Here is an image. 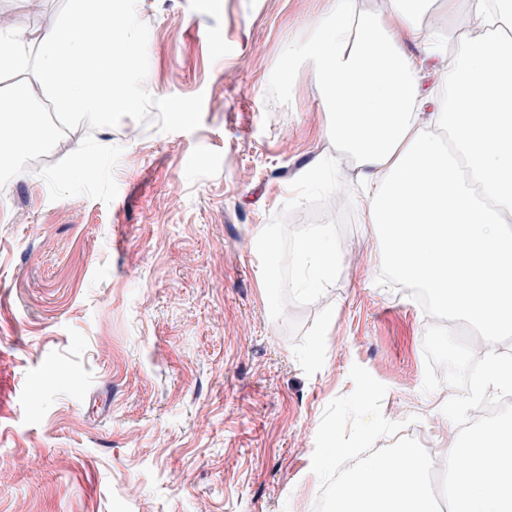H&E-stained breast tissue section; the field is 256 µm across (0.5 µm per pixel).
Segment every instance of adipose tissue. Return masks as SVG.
I'll return each mask as SVG.
<instances>
[{
  "mask_svg": "<svg viewBox=\"0 0 512 512\" xmlns=\"http://www.w3.org/2000/svg\"><path fill=\"white\" fill-rule=\"evenodd\" d=\"M303 55L339 154L353 159L362 223L401 287L429 290L435 309L476 329L485 357L474 394L512 389V0H328ZM480 19L481 37L454 31L455 61L442 66L443 34L424 19ZM439 63V86L421 75ZM306 275L298 291L331 283L336 250L325 229L293 251Z\"/></svg>",
  "mask_w": 512,
  "mask_h": 512,
  "instance_id": "adipose-tissue-1",
  "label": "adipose tissue"
}]
</instances>
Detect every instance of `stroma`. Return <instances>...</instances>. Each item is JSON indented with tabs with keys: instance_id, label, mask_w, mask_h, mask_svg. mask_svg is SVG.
I'll return each mask as SVG.
<instances>
[{
	"instance_id": "stroma-1",
	"label": "stroma",
	"mask_w": 512,
	"mask_h": 512,
	"mask_svg": "<svg viewBox=\"0 0 512 512\" xmlns=\"http://www.w3.org/2000/svg\"><path fill=\"white\" fill-rule=\"evenodd\" d=\"M62 0H0L29 48ZM326 0H140L144 89L203 94L200 126L95 129L0 194V512H314L327 405L352 365L382 413L443 448L454 388L423 390L431 320L383 278L350 163L331 168L306 70ZM328 226L339 272L276 289L257 239Z\"/></svg>"
}]
</instances>
